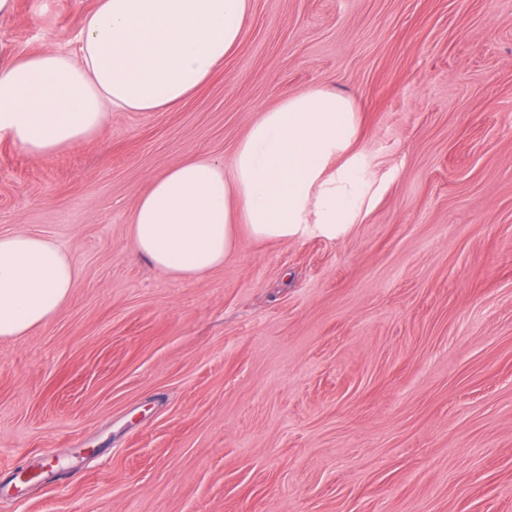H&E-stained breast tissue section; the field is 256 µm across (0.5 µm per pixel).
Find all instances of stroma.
Here are the masks:
<instances>
[{"label": "stroma", "mask_w": 512, "mask_h": 512, "mask_svg": "<svg viewBox=\"0 0 512 512\" xmlns=\"http://www.w3.org/2000/svg\"><path fill=\"white\" fill-rule=\"evenodd\" d=\"M95 2L16 0L0 42L70 48ZM316 87L356 106L353 227L153 267L130 233L151 181L232 163ZM18 230L76 279L0 338V512H512V0H252L178 108L47 156L0 139ZM46 449L52 475L11 485Z\"/></svg>", "instance_id": "obj_1"}]
</instances>
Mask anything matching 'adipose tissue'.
I'll return each mask as SVG.
<instances>
[{"label":"adipose tissue","instance_id":"1","mask_svg":"<svg viewBox=\"0 0 512 512\" xmlns=\"http://www.w3.org/2000/svg\"><path fill=\"white\" fill-rule=\"evenodd\" d=\"M252 0H97L72 51L15 54L0 43V138L46 156L86 143L114 111L174 108L240 44ZM355 107L313 89L264 112L232 170L194 155L154 178L131 227L139 253L177 279L223 265L238 228L257 239H328L350 229L365 198ZM75 269L52 240L0 234V338L22 336L70 297Z\"/></svg>","mask_w":512,"mask_h":512}]
</instances>
